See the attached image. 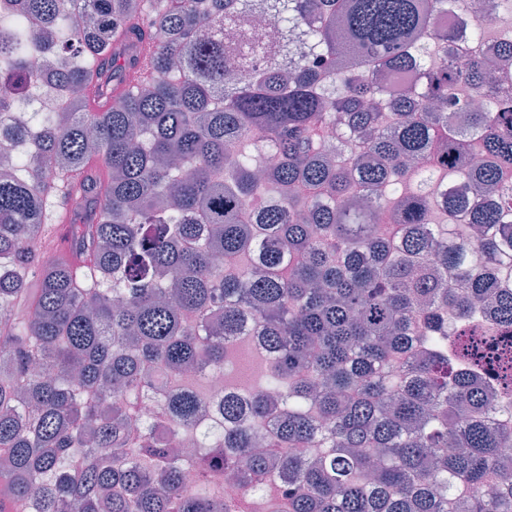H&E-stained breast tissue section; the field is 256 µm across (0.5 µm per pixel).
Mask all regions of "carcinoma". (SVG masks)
<instances>
[{"instance_id":"cac0c4a2","label":"carcinoma","mask_w":512,"mask_h":512,"mask_svg":"<svg viewBox=\"0 0 512 512\" xmlns=\"http://www.w3.org/2000/svg\"><path fill=\"white\" fill-rule=\"evenodd\" d=\"M460 2L0 0V512H240L227 466L271 512H512V43L462 49L512 0L431 29ZM248 320L269 367L199 426Z\"/></svg>"}]
</instances>
